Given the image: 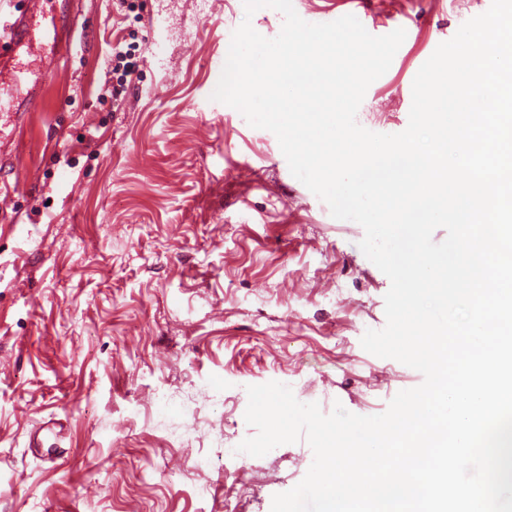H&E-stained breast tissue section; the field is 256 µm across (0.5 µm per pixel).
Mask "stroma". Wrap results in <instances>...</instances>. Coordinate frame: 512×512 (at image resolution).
<instances>
[{
	"label": "stroma",
	"mask_w": 512,
	"mask_h": 512,
	"mask_svg": "<svg viewBox=\"0 0 512 512\" xmlns=\"http://www.w3.org/2000/svg\"><path fill=\"white\" fill-rule=\"evenodd\" d=\"M32 37L0 82V512H271L307 473L306 441L261 457L247 386L383 413L420 372L365 351L389 278L290 172L276 136L211 95L233 32L284 17L243 0H14ZM491 0H365L372 35L404 29L356 119L406 129L412 83ZM138 66L100 98L114 47ZM212 459L196 467L198 455Z\"/></svg>",
	"instance_id": "35a3bbf8"
}]
</instances>
